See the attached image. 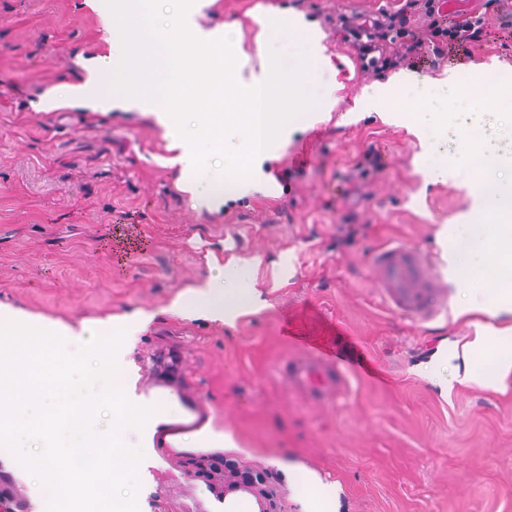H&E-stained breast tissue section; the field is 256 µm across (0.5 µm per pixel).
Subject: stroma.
I'll return each instance as SVG.
<instances>
[{"label": "stroma", "mask_w": 512, "mask_h": 512, "mask_svg": "<svg viewBox=\"0 0 512 512\" xmlns=\"http://www.w3.org/2000/svg\"><path fill=\"white\" fill-rule=\"evenodd\" d=\"M91 0H0V305L76 325L145 313L120 350L136 393L175 387L186 410L231 439L209 459L275 472L278 512H313L291 470L334 486L338 512H512V376L486 389L461 383L456 349L474 329L459 317L480 294L448 287V312L418 325L390 312L372 269L376 251L401 241L447 273L445 225L467 219L472 199L431 181L421 146L381 112L353 111L362 87L391 69L362 71L354 45L369 22L394 24L404 0H214L204 23L253 37V14H300L321 29L341 83L329 117L292 133L263 163L274 191L226 198L207 210L178 187L165 130L135 111L50 101L81 84L103 54ZM481 18L469 53L421 65L424 74L497 58L512 69V33L498 0H461ZM381 159L362 198L349 176L367 151ZM237 261L265 306L227 325L169 312L212 263ZM343 341L367 370L344 397L315 404L281 371L308 346ZM192 448L150 453L139 512H225L185 468Z\"/></svg>", "instance_id": "1"}]
</instances>
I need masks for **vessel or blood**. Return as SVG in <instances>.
Wrapping results in <instances>:
<instances>
[{"instance_id": "vessel-or-blood-1", "label": "vessel or blood", "mask_w": 512, "mask_h": 512, "mask_svg": "<svg viewBox=\"0 0 512 512\" xmlns=\"http://www.w3.org/2000/svg\"><path fill=\"white\" fill-rule=\"evenodd\" d=\"M380 294L394 314L424 322L446 311L448 291L433 273L428 255L402 243L380 248L373 262ZM359 361L310 348L284 369L289 387L307 400H335L347 385V376Z\"/></svg>"}]
</instances>
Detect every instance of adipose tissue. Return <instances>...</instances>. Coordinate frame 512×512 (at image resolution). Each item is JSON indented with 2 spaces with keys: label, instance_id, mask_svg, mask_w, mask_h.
Returning a JSON list of instances; mask_svg holds the SVG:
<instances>
[{
  "label": "adipose tissue",
  "instance_id": "adipose-tissue-1",
  "mask_svg": "<svg viewBox=\"0 0 512 512\" xmlns=\"http://www.w3.org/2000/svg\"><path fill=\"white\" fill-rule=\"evenodd\" d=\"M209 2L183 0L166 18L158 0H129L160 62L145 89L133 94L126 86L130 43L112 26L110 0H101L107 52L94 62L85 83L58 85L56 99L87 101L103 111L151 114L175 152L180 190L211 208L222 205L225 194L260 190L262 163L278 153L299 126L317 113L333 111L336 100L327 86L313 84L309 76L310 70L326 63L318 27L259 13L253 17L258 32L248 46L225 27L200 24ZM193 43L220 50L223 81L190 85V71L208 65L190 51ZM285 60L301 73L288 84L277 77ZM488 95L494 96L496 110L482 108L480 101ZM221 96L228 99L227 110L205 111V104ZM353 109L384 112L410 128L421 141L422 167L431 179H454L475 189L473 216L448 227V262L462 291L477 290L484 296L479 309H459L460 315L474 318V364L466 376L486 386L502 383L512 375V329L496 325L501 316L512 315V79L501 77L473 87L453 70L441 76L400 72L386 83L365 86ZM212 147L224 153V171L218 175L210 173L206 160ZM260 305L243 267L228 264L214 266L201 285L178 294L169 310L184 318L230 324Z\"/></svg>",
  "mask_w": 512,
  "mask_h": 512
}]
</instances>
